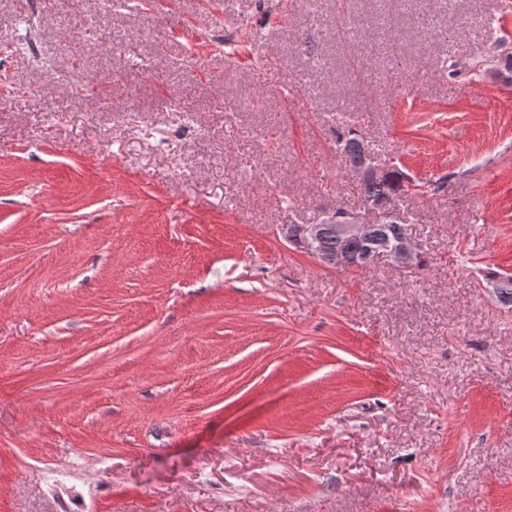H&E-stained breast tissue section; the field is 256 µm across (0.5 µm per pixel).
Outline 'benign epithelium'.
I'll return each instance as SVG.
<instances>
[{"instance_id": "obj_1", "label": "benign epithelium", "mask_w": 512, "mask_h": 512, "mask_svg": "<svg viewBox=\"0 0 512 512\" xmlns=\"http://www.w3.org/2000/svg\"><path fill=\"white\" fill-rule=\"evenodd\" d=\"M352 174L360 181L376 180L385 175V168L371 158L363 167L352 170ZM399 222H401V217L395 200L375 202L371 199H360L347 209L323 212L314 224H289L286 226V234L290 240L298 241L321 264L335 269L359 271L371 267L381 259L389 260L398 265L409 264L417 259V247L414 244L408 225H403V235L394 251H378L363 261L354 259L349 255L330 256L325 253L321 246L323 225H332L336 228V234L340 237L360 238L365 236L369 227L373 224Z\"/></svg>"}]
</instances>
